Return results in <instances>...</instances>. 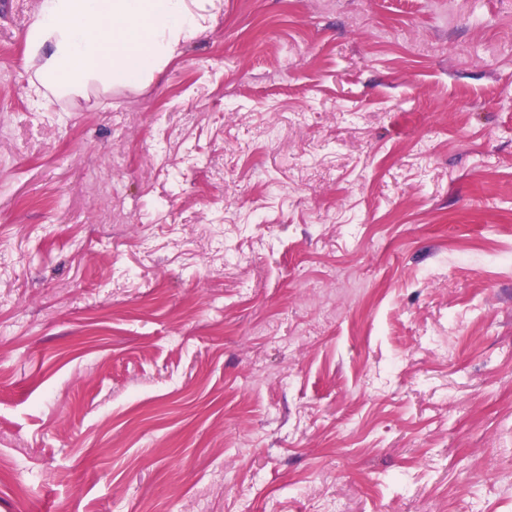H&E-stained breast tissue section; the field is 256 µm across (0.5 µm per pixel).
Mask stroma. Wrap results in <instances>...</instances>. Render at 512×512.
I'll return each instance as SVG.
<instances>
[{"label": "stroma", "instance_id": "stroma-1", "mask_svg": "<svg viewBox=\"0 0 512 512\" xmlns=\"http://www.w3.org/2000/svg\"><path fill=\"white\" fill-rule=\"evenodd\" d=\"M0 0V512H512V0H224L28 97Z\"/></svg>", "mask_w": 512, "mask_h": 512}]
</instances>
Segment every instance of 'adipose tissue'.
I'll return each instance as SVG.
<instances>
[{
    "instance_id": "obj_1",
    "label": "adipose tissue",
    "mask_w": 512,
    "mask_h": 512,
    "mask_svg": "<svg viewBox=\"0 0 512 512\" xmlns=\"http://www.w3.org/2000/svg\"><path fill=\"white\" fill-rule=\"evenodd\" d=\"M223 9L224 0H40L25 36L32 94L148 85Z\"/></svg>"
}]
</instances>
